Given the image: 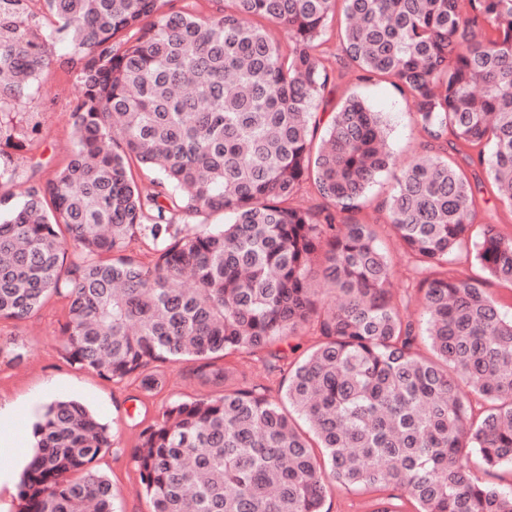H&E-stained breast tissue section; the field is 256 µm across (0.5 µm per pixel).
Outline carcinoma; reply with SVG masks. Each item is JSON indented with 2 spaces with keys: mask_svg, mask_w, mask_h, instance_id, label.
Here are the masks:
<instances>
[{
  "mask_svg": "<svg viewBox=\"0 0 512 512\" xmlns=\"http://www.w3.org/2000/svg\"><path fill=\"white\" fill-rule=\"evenodd\" d=\"M45 2L52 29L0 0V146L22 151L40 132L44 113L11 106L63 37L81 90L74 148L0 215V321L59 295L61 351L79 367L150 393L157 365L186 361L224 386L138 422L130 458L151 512H326L335 484L401 490L417 512H512V489L468 464L474 452L488 469L512 464V317L482 281L448 272L478 217L467 176L429 147L399 168L386 205L423 292L425 354L391 303L372 225L345 216L395 166L381 113L350 97L313 146L330 83L321 37L340 2V68L391 79L431 140L488 147L479 162L512 210V0H230L210 16L173 0ZM137 167L162 178L146 188ZM310 177L331 207L288 205ZM213 214L230 220L204 223ZM139 236L154 243L147 262L129 255ZM475 249L512 284V235L485 222ZM318 276L339 304L318 306ZM312 319L320 340L280 400L225 384L217 360L275 359ZM33 436L18 512H115L112 483L90 469L114 445L106 423L56 400Z\"/></svg>",
  "mask_w": 512,
  "mask_h": 512,
  "instance_id": "obj_1",
  "label": "carcinoma"
}]
</instances>
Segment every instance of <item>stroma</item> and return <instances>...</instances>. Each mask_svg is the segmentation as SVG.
Instances as JSON below:
<instances>
[{
    "instance_id": "obj_1",
    "label": "stroma",
    "mask_w": 512,
    "mask_h": 512,
    "mask_svg": "<svg viewBox=\"0 0 512 512\" xmlns=\"http://www.w3.org/2000/svg\"><path fill=\"white\" fill-rule=\"evenodd\" d=\"M325 64L335 75L330 85L327 102L321 103L320 111L331 112L350 95H358L368 106L380 112L386 123L388 146L397 163H404L423 151L427 137L415 124L412 112L400 92L388 82L352 68L340 72L337 65L341 57V45L336 32H329L323 46ZM67 51L65 42H57L55 60L44 72L39 83L31 89L24 101L29 105L49 108L50 124L40 134V142L33 154L42 166L33 170L27 167L19 171L23 185H42L52 178L66 160L71 148L69 113L79 95L74 72L63 66ZM469 180L480 183L479 217L497 224L499 230L512 235V210L497 200L482 166L467 167ZM395 185L393 174L377 178L366 192L358 210L351 213V220L374 225L381 243L388 248L394 259L392 294L395 302L407 306L412 315H420L422 294L414 275V260L400 248L392 228L386 222L384 205ZM65 321L64 302L50 297L34 316L20 323L0 322V404L27 402L30 414L23 421L24 430H32L43 411L47 393L73 398L94 411L108 423L114 435L115 448L103 451L93 461L94 470L110 479L116 494L118 512H148L138 473L130 459L135 444V423L143 417H157L167 400L191 399L209 394L208 386L190 378L189 364L164 365L159 372L162 386L155 393L139 390L135 382L108 381L94 371L79 368L66 361L60 352L61 326ZM319 339L317 322L304 325L295 336L281 345L284 359L280 371L267 373L261 359L249 354H232L225 358L232 368L230 384L250 382L266 386L271 396H279L292 366L303 358Z\"/></svg>"
}]
</instances>
